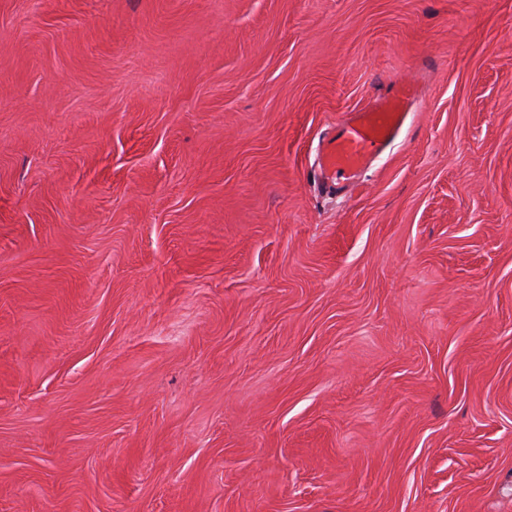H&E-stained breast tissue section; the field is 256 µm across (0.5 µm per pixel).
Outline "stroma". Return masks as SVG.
Masks as SVG:
<instances>
[{
    "label": "stroma",
    "instance_id": "35a3bbf8",
    "mask_svg": "<svg viewBox=\"0 0 512 512\" xmlns=\"http://www.w3.org/2000/svg\"><path fill=\"white\" fill-rule=\"evenodd\" d=\"M0 512H512V0H0ZM372 104L336 121L321 141L316 175L336 189L359 185V176L406 127L418 96L411 80L390 79Z\"/></svg>",
    "mask_w": 512,
    "mask_h": 512
}]
</instances>
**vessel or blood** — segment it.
<instances>
[{
    "mask_svg": "<svg viewBox=\"0 0 512 512\" xmlns=\"http://www.w3.org/2000/svg\"><path fill=\"white\" fill-rule=\"evenodd\" d=\"M418 89L413 81L388 80L372 104L348 113L321 141L317 176L339 189L359 178L405 128Z\"/></svg>",
    "mask_w": 512,
    "mask_h": 512,
    "instance_id": "b4317fda",
    "label": "vessel or blood"
}]
</instances>
